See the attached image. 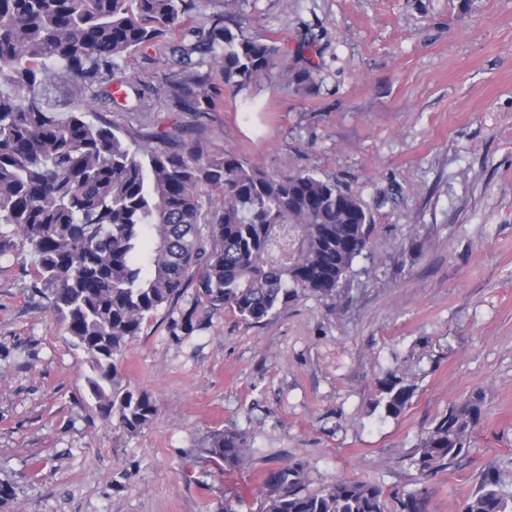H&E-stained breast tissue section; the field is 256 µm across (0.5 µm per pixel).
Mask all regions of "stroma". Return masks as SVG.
<instances>
[{
    "label": "stroma",
    "instance_id": "stroma-1",
    "mask_svg": "<svg viewBox=\"0 0 512 512\" xmlns=\"http://www.w3.org/2000/svg\"><path fill=\"white\" fill-rule=\"evenodd\" d=\"M195 24L315 38L322 81L301 96L263 83L183 112L96 116L131 137L169 131L207 156L232 151L267 172H311L358 195L373 224L335 298H300L263 323L187 289L144 323L122 385L159 410L131 434L102 417L90 372L47 299L35 257L0 251V512H258L262 473L296 461L316 491L339 479L461 512L485 471L512 466V0H194ZM133 86L177 80L166 44L122 61ZM415 388L399 417L380 380ZM482 392L469 457L428 480L407 459L450 405ZM245 433L243 466L200 455Z\"/></svg>",
    "mask_w": 512,
    "mask_h": 512
}]
</instances>
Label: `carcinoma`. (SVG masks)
<instances>
[{"instance_id":"cac0c4a2","label":"carcinoma","mask_w":512,"mask_h":512,"mask_svg":"<svg viewBox=\"0 0 512 512\" xmlns=\"http://www.w3.org/2000/svg\"><path fill=\"white\" fill-rule=\"evenodd\" d=\"M189 0H0V248L17 235L37 257L33 286L87 356V383L101 414L136 433L158 412L145 391L122 386L118 357L159 309L194 285L199 299L261 323L302 296L331 299L369 245L363 201L309 172L272 175L234 152L204 158L165 131L125 134L89 117L104 84L125 86L119 62L170 36L185 81L165 93L184 110L215 106L193 69L209 61L237 95L277 77L299 95L317 87L313 42L291 50L211 16L198 27ZM221 197L204 209L202 189ZM414 393L394 373L377 405L399 416ZM483 395L448 407L414 448L411 466L430 477L466 456ZM207 457L235 470L242 433L214 434ZM512 475L492 468L462 512H512ZM372 483L341 479L308 489L305 464L269 470L260 512H389ZM425 491L395 512H423Z\"/></svg>"}]
</instances>
